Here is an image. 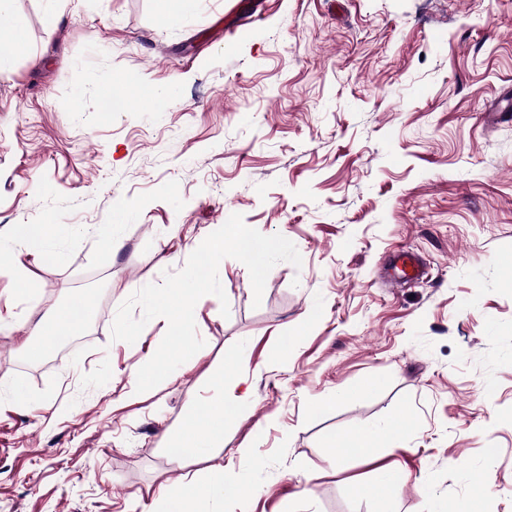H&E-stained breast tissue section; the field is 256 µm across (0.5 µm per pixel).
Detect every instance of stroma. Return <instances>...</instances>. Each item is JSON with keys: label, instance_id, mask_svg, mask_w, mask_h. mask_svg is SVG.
I'll return each mask as SVG.
<instances>
[{"label": "stroma", "instance_id": "1", "mask_svg": "<svg viewBox=\"0 0 512 512\" xmlns=\"http://www.w3.org/2000/svg\"><path fill=\"white\" fill-rule=\"evenodd\" d=\"M0 44V234L59 224L0 270V512H154L232 464L212 512H512V0H12ZM54 23H46L47 14ZM124 77L119 112L103 86ZM175 85L160 112L141 90ZM281 234L255 298L240 261L194 309L205 342L136 393L167 322L115 341L117 309L231 214ZM122 241L112 247L100 227ZM403 249L422 281H388ZM35 284L34 299L24 289ZM84 299L86 339L29 356ZM238 369L222 386L227 358ZM224 445L171 455L235 399ZM358 429L366 457L334 449ZM394 474V495L358 487ZM0 43L9 44L18 50H24L27 46V33L24 26L17 20H14L11 24H1ZM16 235L23 240L33 251L38 253L49 240L63 235L56 224L21 225L16 228ZM44 317L49 318L53 327L57 330L54 333L52 331H48L43 324V319L37 323L36 326L41 330L43 339L39 345H35L31 349V355L34 357L40 356L46 348L51 346L57 335H68L71 330L75 331L77 329L74 323V317L72 316L70 309L67 307L63 310H57L54 313H46Z\"/></svg>", "mask_w": 512, "mask_h": 512}]
</instances>
